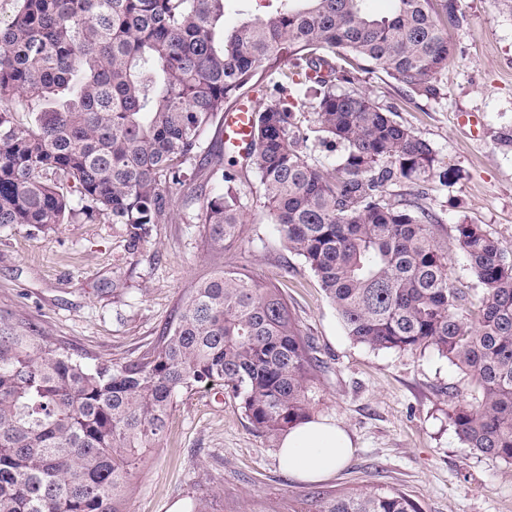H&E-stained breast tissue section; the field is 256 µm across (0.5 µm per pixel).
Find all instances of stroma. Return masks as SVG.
<instances>
[{"mask_svg": "<svg viewBox=\"0 0 512 512\" xmlns=\"http://www.w3.org/2000/svg\"><path fill=\"white\" fill-rule=\"evenodd\" d=\"M449 24L453 54L433 99L403 98L382 71L366 88L397 122L436 151L444 180H431L422 204L440 218L448 277L476 307L484 290L456 241L460 221L481 225L512 260V11L500 0H460ZM223 117L201 141L169 224L139 240L107 219L43 232L0 226V314L51 336L82 362H123L159 346L195 283L243 267L281 288L320 369L312 414L336 420L354 452L335 475L302 482L283 469L277 443L249 423L219 388L174 401L164 439L139 463L119 512H302L310 494L361 486L398 490L419 512H512V467L475 454L459 439L448 406L471 397L464 375L433 350L385 351L355 343L304 260L288 251L247 165L246 223L214 248L198 224L199 188L217 190L232 155Z\"/></svg>", "mask_w": 512, "mask_h": 512, "instance_id": "1", "label": "stroma"}]
</instances>
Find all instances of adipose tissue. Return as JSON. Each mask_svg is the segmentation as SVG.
Segmentation results:
<instances>
[{
    "instance_id": "adipose-tissue-1",
    "label": "adipose tissue",
    "mask_w": 512,
    "mask_h": 512,
    "mask_svg": "<svg viewBox=\"0 0 512 512\" xmlns=\"http://www.w3.org/2000/svg\"><path fill=\"white\" fill-rule=\"evenodd\" d=\"M351 452L343 427L329 419H312L282 435L279 460L298 479L317 482L335 473Z\"/></svg>"
}]
</instances>
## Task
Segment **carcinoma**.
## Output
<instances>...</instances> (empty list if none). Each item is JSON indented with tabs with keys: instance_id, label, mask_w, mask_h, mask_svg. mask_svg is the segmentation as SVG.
<instances>
[{
	"instance_id": "obj_1",
	"label": "carcinoma",
	"mask_w": 512,
	"mask_h": 512,
	"mask_svg": "<svg viewBox=\"0 0 512 512\" xmlns=\"http://www.w3.org/2000/svg\"><path fill=\"white\" fill-rule=\"evenodd\" d=\"M228 0H17L0 23V225L51 230L105 216L131 239L174 218L202 137L258 82L248 157L264 206L336 307L374 350L432 349L478 397L448 418L474 452L512 465V261L479 224L455 225L485 290L476 310L448 282V253L418 203L435 176L431 145L360 86L380 69L406 97H434L458 0H275L224 31ZM22 108L27 125L14 114ZM307 125H302V122ZM339 146L333 168L319 143ZM203 197L211 242L235 241L247 204L230 163ZM313 356L280 289L245 268L198 283L145 357L88 367L0 315V512H116L143 454L159 446L174 398L218 386L273 440L311 419ZM304 512H417L401 492L318 493Z\"/></svg>"
}]
</instances>
